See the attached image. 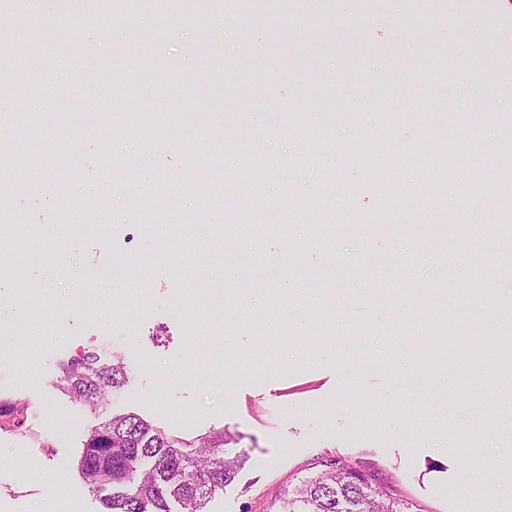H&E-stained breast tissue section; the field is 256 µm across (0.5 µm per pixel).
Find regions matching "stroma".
<instances>
[{
    "label": "stroma",
    "instance_id": "obj_1",
    "mask_svg": "<svg viewBox=\"0 0 512 512\" xmlns=\"http://www.w3.org/2000/svg\"><path fill=\"white\" fill-rule=\"evenodd\" d=\"M0 33L20 36L27 73L18 94L0 58V133L11 161L46 174L18 185L0 156L14 237L35 242L9 273L43 304L0 356V403L23 412L19 427L0 417V512H104L77 462L116 413L190 442L227 433L225 456L245 461L206 512H274L333 458L418 512H512V422L485 423L489 406L512 411V376L464 392L434 343L447 334L479 369L470 347L499 338L495 309L512 301L506 242L484 232L489 201L512 193V0H255L248 17L237 0H166L138 20L81 0L0 9ZM491 37L497 53H473ZM91 67L93 135L56 101L79 98ZM380 146L398 174L384 195ZM455 147L460 166L425 181ZM140 166L169 185L162 216L124 177ZM247 174L253 205H226ZM87 350L129 374L97 412L59 385ZM475 467L486 483L464 491Z\"/></svg>",
    "mask_w": 512,
    "mask_h": 512
}]
</instances>
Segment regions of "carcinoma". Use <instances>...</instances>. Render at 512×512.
<instances>
[{"mask_svg":"<svg viewBox=\"0 0 512 512\" xmlns=\"http://www.w3.org/2000/svg\"><path fill=\"white\" fill-rule=\"evenodd\" d=\"M128 378L120 361L105 362L85 352L64 366L62 389L97 411ZM226 433L191 444L174 438L135 414H115L88 433L78 469L95 492L105 493L108 512H204L217 492L231 483L243 457L224 456ZM278 512H413L389 485L331 460L315 476L280 499Z\"/></svg>","mask_w":512,"mask_h":512,"instance_id":"cac0c4a2","label":"carcinoma"}]
</instances>
